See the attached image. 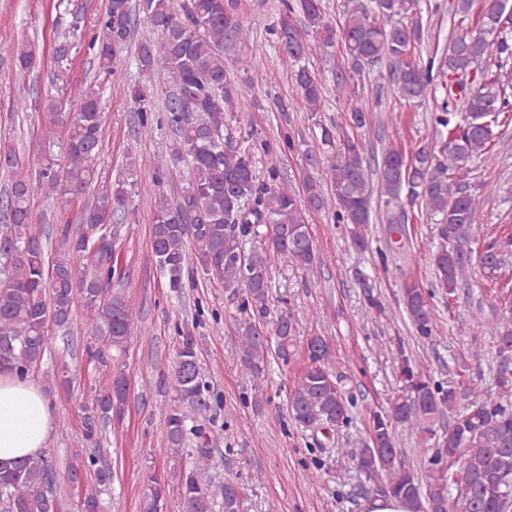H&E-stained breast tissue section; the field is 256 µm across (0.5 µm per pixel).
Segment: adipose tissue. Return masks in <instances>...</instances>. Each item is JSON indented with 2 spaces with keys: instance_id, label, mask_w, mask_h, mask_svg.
I'll return each instance as SVG.
<instances>
[{
  "instance_id": "obj_1",
  "label": "adipose tissue",
  "mask_w": 512,
  "mask_h": 512,
  "mask_svg": "<svg viewBox=\"0 0 512 512\" xmlns=\"http://www.w3.org/2000/svg\"><path fill=\"white\" fill-rule=\"evenodd\" d=\"M54 429L51 405L28 380L0 374V459H23L46 448Z\"/></svg>"
}]
</instances>
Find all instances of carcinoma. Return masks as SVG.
<instances>
[{
    "label": "carcinoma",
    "instance_id": "cac0c4a2",
    "mask_svg": "<svg viewBox=\"0 0 512 512\" xmlns=\"http://www.w3.org/2000/svg\"><path fill=\"white\" fill-rule=\"evenodd\" d=\"M146 34L138 46L141 70L162 71L169 78L162 112L176 134L171 156L157 155L148 161L157 183L170 175L173 161L188 162L189 176L176 202L159 197L154 209L151 246L156 265L167 277L169 288H184L189 256L206 275L222 282L229 296L240 300V359L245 376L259 388L271 353V336H288L291 318L280 316L273 333L261 331L255 315L267 314L269 263L284 254L303 266L316 260L308 225L295 190L279 180L269 162L267 141L247 133L245 147L233 145L231 123L236 113L247 110L242 86L231 77L224 62V43L243 54L248 34L235 16V0H144ZM509 0L490 4L477 0H455L459 23L479 12L476 29L461 28L448 40L445 53L424 68L412 59L414 49L425 39L421 0H372L346 13L341 28L333 26L322 0H293L272 30L275 42L298 62L306 46L290 20L299 12L304 23L327 47L341 41L346 69L336 72L339 99L359 98L356 77L382 59L391 60V79L399 96L413 103L436 98L444 91L441 105L433 113L438 137L415 146L411 156L395 148L386 150L376 174L386 202L407 198V205L435 220L438 236L445 242L431 260L435 287L450 295L470 282L478 269L488 280L501 276L503 259L496 243L484 247L485 254L466 255L474 225L480 223L488 186L472 192L463 179L468 163L481 155L495 137L502 113L512 109V9ZM136 10L131 0H107L100 20L104 37L93 38V51L102 72L112 65L135 32ZM12 54L20 68L31 67L35 48L18 42ZM297 97L282 111L309 112L315 116L324 104L321 81L302 65L293 72ZM128 99L139 113L137 138L152 133L155 111L150 89L138 83L127 88ZM77 108L55 112L52 124L66 130V167L54 169L49 162L32 180L19 168L13 147L0 146V163L9 169L10 189L0 201V370L27 376L42 363L48 345L46 325L60 328L73 323L81 304L92 312L83 322V335L102 342L93 356L126 349L130 337L141 331L136 312L125 300L122 279H114L115 242L105 225L132 218L127 182L118 179L98 191L96 200L80 214L81 232L61 229V242L48 255L30 206L40 190L61 198L83 192L94 180L92 163L101 150L103 112L100 86L92 81L73 92ZM322 145L328 147L327 167L321 178L304 184L305 202L323 207L325 189L336 201L335 219L354 226L355 241L365 244L362 231L372 221L373 191L369 185L364 149L336 124L315 122ZM266 160L268 177L260 179L257 163ZM454 247H448V244ZM403 304L415 335L430 340L437 335L438 317L432 304L434 291L406 279L401 286ZM469 329L494 331L500 358L496 375L498 393L474 383L466 388L468 403H459L453 387L424 380L412 361L402 359L401 374L407 394L373 412L372 435L377 446L365 449L360 469L386 476L384 494L407 501L427 512H508L512 508V369L505 355H512V310L489 322L482 311L472 313ZM181 338L173 372L172 403L164 422L166 443L172 458L188 452L194 437L195 465L184 468L177 486L158 475L151 477L143 512H161L171 491H177L184 512H239L241 490L232 479L216 480L207 463L213 430L195 423L211 404L203 383L195 336L179 332ZM330 349L320 337L308 343L309 366L288 392L287 411L299 425L320 429L339 427L351 420L352 402L345 398L330 369ZM130 395L123 371L81 406L86 442L98 441L103 424L123 420ZM450 418L423 471L411 467L398 454L395 433L403 426L410 431L434 433L435 419ZM459 461L457 470L443 466L442 459ZM73 482L92 480L80 504L81 512H99L101 496L112 483V472L98 466L92 456L76 454L68 466ZM0 512H61L53 464L43 454L23 460H0Z\"/></svg>",
    "mask_w": 512,
    "mask_h": 512
}]
</instances>
